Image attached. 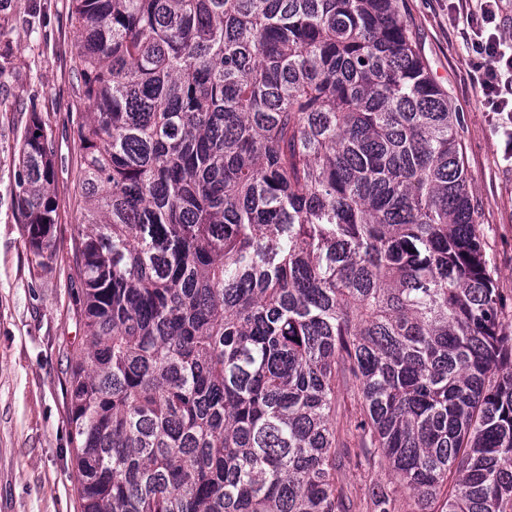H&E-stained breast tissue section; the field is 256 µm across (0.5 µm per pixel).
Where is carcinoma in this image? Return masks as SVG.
Wrapping results in <instances>:
<instances>
[{
	"instance_id": "cac0c4a2",
	"label": "carcinoma",
	"mask_w": 512,
	"mask_h": 512,
	"mask_svg": "<svg viewBox=\"0 0 512 512\" xmlns=\"http://www.w3.org/2000/svg\"><path fill=\"white\" fill-rule=\"evenodd\" d=\"M75 2L83 512H353L350 439L366 512H512V328L398 0ZM19 165L43 258L36 117ZM344 470L345 483L347 484L349 494L354 502L358 504L360 501L363 502V499L367 495L368 488L372 485L373 481L378 480L390 487L397 485V481L392 473L383 471L376 475L368 472L364 467L356 465L353 455L350 461L346 459Z\"/></svg>"
}]
</instances>
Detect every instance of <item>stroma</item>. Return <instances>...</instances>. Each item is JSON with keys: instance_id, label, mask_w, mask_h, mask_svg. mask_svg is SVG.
Listing matches in <instances>:
<instances>
[{"instance_id": "35a3bbf8", "label": "stroma", "mask_w": 512, "mask_h": 512, "mask_svg": "<svg viewBox=\"0 0 512 512\" xmlns=\"http://www.w3.org/2000/svg\"><path fill=\"white\" fill-rule=\"evenodd\" d=\"M434 81L463 118V161L486 268L512 324V163L470 72L448 0H399ZM73 0H0V512H81L70 424V355L83 341L75 240L83 201ZM39 116L52 147V257L33 254L16 196L18 152Z\"/></svg>"}]
</instances>
